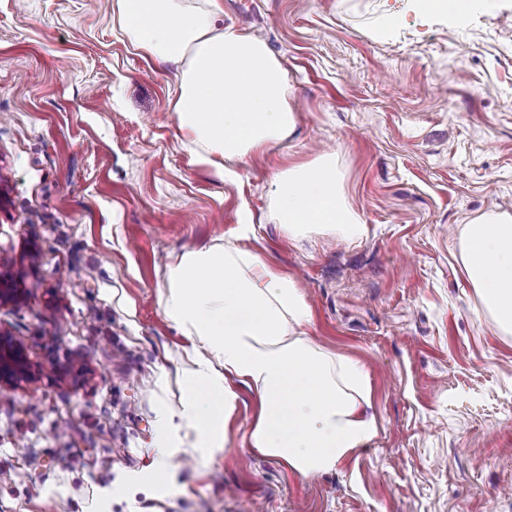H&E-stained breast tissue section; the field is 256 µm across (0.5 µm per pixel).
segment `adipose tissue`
I'll return each instance as SVG.
<instances>
[{
  "label": "adipose tissue",
  "instance_id": "adipose-tissue-1",
  "mask_svg": "<svg viewBox=\"0 0 512 512\" xmlns=\"http://www.w3.org/2000/svg\"><path fill=\"white\" fill-rule=\"evenodd\" d=\"M205 3L190 9L183 0H117L118 18L135 51L176 66L174 110L190 143L243 162L296 130L287 73L262 40L217 27L223 0ZM274 185L275 219L289 238L315 230L347 242L365 235L343 199L335 153L290 164ZM460 250L494 328L512 335V214L472 219ZM166 279V316L198 339L184 372L180 422L215 440L244 386L259 403L252 447L304 477L336 471L377 437L366 373L306 336L311 311L290 277L251 250L222 244L185 252L168 265Z\"/></svg>",
  "mask_w": 512,
  "mask_h": 512
}]
</instances>
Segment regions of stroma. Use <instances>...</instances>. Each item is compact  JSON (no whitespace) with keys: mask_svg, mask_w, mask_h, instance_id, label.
<instances>
[{"mask_svg":"<svg viewBox=\"0 0 512 512\" xmlns=\"http://www.w3.org/2000/svg\"><path fill=\"white\" fill-rule=\"evenodd\" d=\"M224 23L282 62L298 126L219 168L116 0H0V330L33 370L0 388V512H512V335L460 254L471 219L512 214V0H224ZM324 151L358 242L274 220L275 172ZM228 240L368 375L379 434L335 472L252 448L243 387L217 447L171 422L196 339L160 305L166 266ZM420 2L427 12L436 14H462L470 6V0H420Z\"/></svg>","mask_w":512,"mask_h":512,"instance_id":"35a3bbf8","label":"stroma"}]
</instances>
